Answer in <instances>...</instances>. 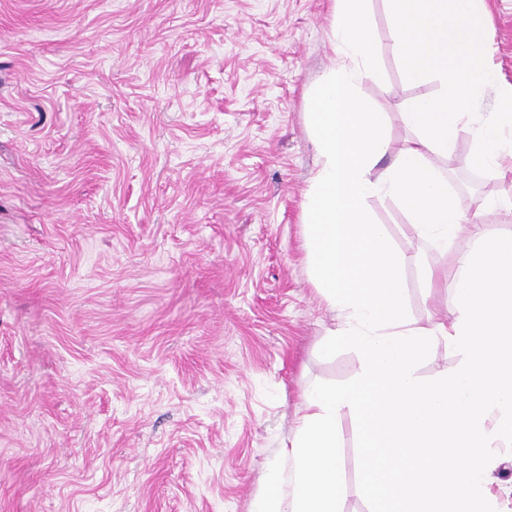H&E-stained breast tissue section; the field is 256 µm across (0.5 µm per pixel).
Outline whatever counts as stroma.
Returning a JSON list of instances; mask_svg holds the SVG:
<instances>
[{
    "label": "stroma",
    "instance_id": "35a3bbf8",
    "mask_svg": "<svg viewBox=\"0 0 512 512\" xmlns=\"http://www.w3.org/2000/svg\"><path fill=\"white\" fill-rule=\"evenodd\" d=\"M486 53L512 86V0H484ZM331 0H0V512H251L304 391L360 358L320 355L339 319L307 274L303 206L318 168L309 94L332 69ZM380 75L357 92L402 114L387 0H370ZM459 133L434 164L468 220L512 231V176H472ZM499 200L481 212L479 201ZM418 262L409 316L447 253L374 197ZM340 512H368L357 425L337 418Z\"/></svg>",
    "mask_w": 512,
    "mask_h": 512
}]
</instances>
